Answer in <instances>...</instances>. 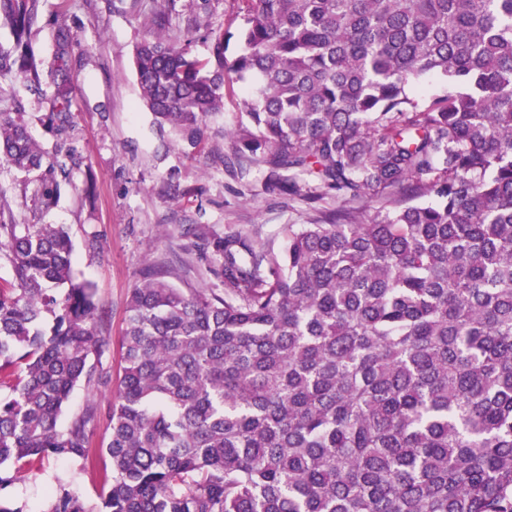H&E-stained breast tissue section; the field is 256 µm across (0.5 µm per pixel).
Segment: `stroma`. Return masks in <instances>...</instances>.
<instances>
[{
    "label": "stroma",
    "mask_w": 512,
    "mask_h": 512,
    "mask_svg": "<svg viewBox=\"0 0 512 512\" xmlns=\"http://www.w3.org/2000/svg\"><path fill=\"white\" fill-rule=\"evenodd\" d=\"M164 0H43L44 15L66 10L81 43L73 70L75 144L82 164L62 185L58 204L34 216L19 207L22 175L0 165V192L15 202L17 223L37 218L65 225L74 243L78 271L92 282L100 302L98 326L108 342L102 370L109 380L77 387L59 423L67 425L87 402L101 418L94 442L108 436L105 416L122 376V337L128 294L144 268L162 259L180 274L183 288H215L219 282L199 259L190 225L216 234L253 229L282 250L287 224H310L335 208L327 198L310 204L265 188L264 167L227 159L225 131L241 119L245 86L224 89V110L207 121L206 147L185 156L171 139H160L141 100L134 52L146 37L155 9ZM239 0H174L167 33L183 36L188 25L205 22L236 32ZM68 489L97 502L100 485L78 463L49 458L0 491V503L39 512L51 495Z\"/></svg>",
    "instance_id": "1"
}]
</instances>
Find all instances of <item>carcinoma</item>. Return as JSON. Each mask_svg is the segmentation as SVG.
<instances>
[{
  "label": "carcinoma",
  "mask_w": 512,
  "mask_h": 512,
  "mask_svg": "<svg viewBox=\"0 0 512 512\" xmlns=\"http://www.w3.org/2000/svg\"><path fill=\"white\" fill-rule=\"evenodd\" d=\"M238 39L206 25L136 48L160 135L205 146L224 87L252 81L232 156L265 186L336 208L288 224L285 252L248 232L194 235L221 287L149 265L127 302L123 374L96 446L75 388L103 382L93 284L60 224H18L0 195V489L56 457L106 458L100 502L64 490L40 512H512V0H242ZM42 0H0V79L41 95ZM54 28L55 139L0 98V161L56 206L81 163L67 13ZM436 74L448 93L410 91Z\"/></svg>",
  "instance_id": "cac0c4a2"
}]
</instances>
